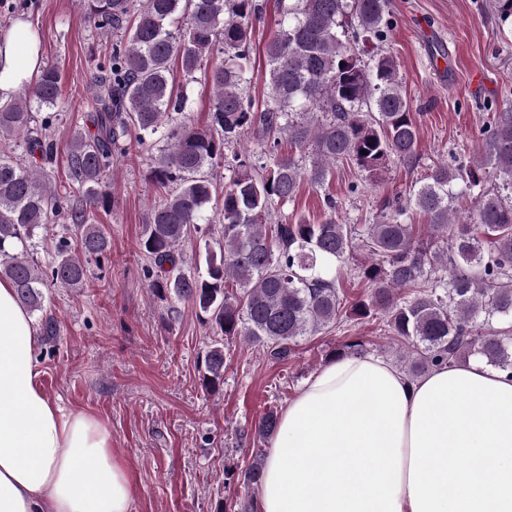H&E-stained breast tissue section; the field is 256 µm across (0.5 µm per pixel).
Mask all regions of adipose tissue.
<instances>
[{
  "label": "adipose tissue",
  "mask_w": 512,
  "mask_h": 512,
  "mask_svg": "<svg viewBox=\"0 0 512 512\" xmlns=\"http://www.w3.org/2000/svg\"><path fill=\"white\" fill-rule=\"evenodd\" d=\"M33 36L0 35V97L36 79ZM38 336L0 280V512H130L134 487L94 416L41 388ZM257 512H512V376L481 360L411 381L348 354L283 411Z\"/></svg>",
  "instance_id": "adipose-tissue-1"
}]
</instances>
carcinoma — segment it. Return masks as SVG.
<instances>
[{
  "instance_id": "cac0c4a2",
  "label": "carcinoma",
  "mask_w": 512,
  "mask_h": 512,
  "mask_svg": "<svg viewBox=\"0 0 512 512\" xmlns=\"http://www.w3.org/2000/svg\"><path fill=\"white\" fill-rule=\"evenodd\" d=\"M95 30L118 34L94 66V133L72 142L68 187L52 186L57 160L49 118L33 107L56 104L61 72L40 69L26 91L0 102V277L12 282L29 313L45 311L47 288L78 289L84 256L100 257L111 239L96 223L112 206L113 166L147 139L161 144L147 179L155 190L139 249L152 292L187 303L210 325L202 385H224V341L241 337L288 357L298 339L342 319L381 316L407 341L408 378L480 356L512 374V334L485 332L512 319V105L490 101L478 156L439 161L404 202L384 201L372 224H345L343 201L321 196L325 219L268 223L272 204L295 200L300 186L321 187L336 164L370 177L389 163H414L419 124L401 92L395 57L383 43L396 23L390 0H292L288 21L265 46L268 98L244 92L257 0H83ZM501 22L512 0H488ZM187 77L211 83L208 123L177 120L188 110L187 86L174 85L172 61ZM250 133L255 148H241ZM367 154H361V151ZM224 166L218 191L212 170ZM494 186H487L490 180ZM471 199L459 215L456 202ZM222 216L218 237L204 240L205 271L186 267L185 241ZM427 220L415 232L410 211ZM61 224L54 256L34 258L35 239ZM357 264L367 292L344 303L342 270ZM278 415L265 413L254 436L266 439ZM265 456L240 473L259 484Z\"/></svg>"
}]
</instances>
